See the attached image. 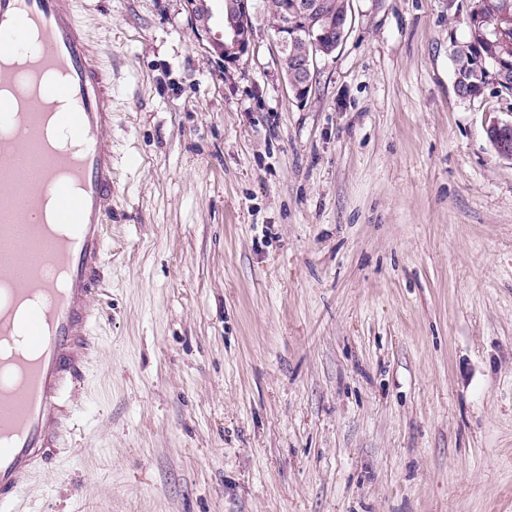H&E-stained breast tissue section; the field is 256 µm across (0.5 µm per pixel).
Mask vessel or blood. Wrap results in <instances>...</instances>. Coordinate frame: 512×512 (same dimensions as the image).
<instances>
[{
  "label": "vessel or blood",
  "mask_w": 512,
  "mask_h": 512,
  "mask_svg": "<svg viewBox=\"0 0 512 512\" xmlns=\"http://www.w3.org/2000/svg\"><path fill=\"white\" fill-rule=\"evenodd\" d=\"M29 49L11 56L14 39ZM82 144L75 155L38 162L30 181L20 153L38 154L44 110ZM112 77L80 20L76 0H0V336L19 338L0 367V512L46 467L74 426L95 349L100 273L112 222ZM61 269L63 286L38 266Z\"/></svg>",
  "instance_id": "b4317fda"
}]
</instances>
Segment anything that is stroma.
Returning a JSON list of instances; mask_svg holds the SVG:
<instances>
[{
    "instance_id": "1",
    "label": "stroma",
    "mask_w": 512,
    "mask_h": 512,
    "mask_svg": "<svg viewBox=\"0 0 512 512\" xmlns=\"http://www.w3.org/2000/svg\"><path fill=\"white\" fill-rule=\"evenodd\" d=\"M112 72L76 432L21 512H512V161L460 98L471 0H349L305 101L253 20L76 0ZM206 1H220L223 4V35L213 33L207 18L210 10ZM253 0H186L192 16L206 10V17L198 27V41L209 53L218 56L225 67L235 66L249 53L253 31Z\"/></svg>"
}]
</instances>
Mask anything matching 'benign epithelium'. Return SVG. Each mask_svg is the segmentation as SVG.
<instances>
[{
  "mask_svg": "<svg viewBox=\"0 0 512 512\" xmlns=\"http://www.w3.org/2000/svg\"><path fill=\"white\" fill-rule=\"evenodd\" d=\"M223 4V33H215L202 20L198 28V41L206 44L208 52L219 57L224 66L236 65L244 55L249 53L253 31V0H220ZM269 27L277 37L280 57L291 59L292 66L285 69L286 81L294 97L303 101L307 99L312 86V68L316 53L330 56L336 51L337 39L346 29V19L338 20L329 14L324 0H289L281 8L267 16ZM512 25V14L503 11L493 19L485 21L480 36L497 33L501 24ZM311 43L312 51L302 54L293 51L299 42ZM457 70L474 72L478 75L487 71L484 59H474L464 53L456 56ZM495 69L494 82L506 84L512 82V52L508 57L498 56L493 60ZM512 130V119L493 120L486 132L494 143L499 155L512 160V144L501 143V135Z\"/></svg>",
  "mask_w": 512,
  "mask_h": 512,
  "instance_id": "obj_1",
  "label": "benign epithelium"
}]
</instances>
